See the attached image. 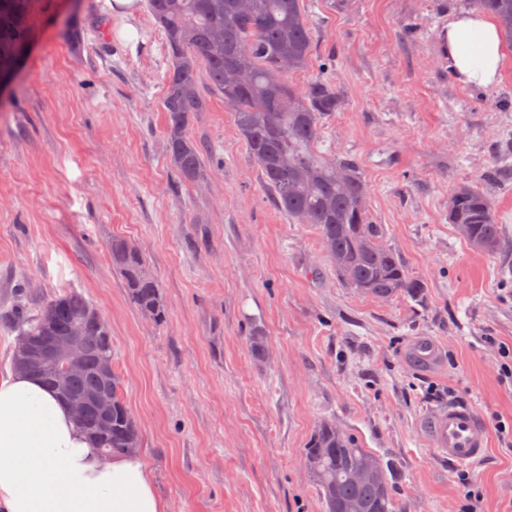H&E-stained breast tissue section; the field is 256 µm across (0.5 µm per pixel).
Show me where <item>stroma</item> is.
Instances as JSON below:
<instances>
[{
  "instance_id": "35a3bbf8",
  "label": "stroma",
  "mask_w": 512,
  "mask_h": 512,
  "mask_svg": "<svg viewBox=\"0 0 512 512\" xmlns=\"http://www.w3.org/2000/svg\"><path fill=\"white\" fill-rule=\"evenodd\" d=\"M469 0H306L311 59L293 81L341 93L322 149L355 157L369 219L425 286L422 300L340 282L313 226L279 210L219 96L191 132L210 144L200 182L166 152L165 36L145 6L121 38L107 0H34L32 47L0 96V311L18 283L38 308L81 293L112 328V367L169 512H322L303 448L322 422L393 462L400 512H458L461 472L479 512H512V180L482 182L505 241L489 254L448 222V191L512 152V64L465 86L440 33ZM78 30L80 43L68 33ZM494 108H486V101ZM141 250L166 318L141 317L112 266ZM267 344L257 360L249 338ZM435 340L442 362L406 360ZM488 424L484 462L461 468L417 423L448 402Z\"/></svg>"
}]
</instances>
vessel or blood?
Segmentation results:
<instances>
[{
    "instance_id": "1",
    "label": "vessel or blood",
    "mask_w": 512,
    "mask_h": 512,
    "mask_svg": "<svg viewBox=\"0 0 512 512\" xmlns=\"http://www.w3.org/2000/svg\"><path fill=\"white\" fill-rule=\"evenodd\" d=\"M411 364L430 369L440 361L434 342H414L407 353ZM419 431L428 439L438 456L459 465L473 466L481 462L489 446L484 418L472 406L451 402L435 407L418 421Z\"/></svg>"
}]
</instances>
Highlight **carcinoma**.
Here are the masks:
<instances>
[{"instance_id": "obj_1", "label": "carcinoma", "mask_w": 512, "mask_h": 512, "mask_svg": "<svg viewBox=\"0 0 512 512\" xmlns=\"http://www.w3.org/2000/svg\"><path fill=\"white\" fill-rule=\"evenodd\" d=\"M473 4L498 16L512 42V0ZM146 7L169 51L162 108L167 153L181 178L195 183L202 177V147L189 129L194 115L208 110L206 92L215 93L231 110L264 187L289 218L315 227L336 275L373 297L420 300L424 285L383 243L381 226L368 220L367 187L357 160L317 150L323 119L340 104L336 86L321 77L302 87L289 80L308 67L311 57L313 33L303 0H146ZM30 10L31 0H0V50L30 40ZM507 160L502 155L473 183L457 184L448 192V223L487 253L501 248L502 230L494 202L478 183L509 168ZM111 251L112 266L123 277L131 303L143 317L163 322L160 288L145 274L141 251L124 239L112 240ZM22 299L17 295L0 314V323L35 341L66 336L74 326H83L86 366L59 396L112 398L109 414L92 402L78 424L108 455L137 448L140 430L122 396V381L114 371H100L102 362L112 360V331L103 314L76 291L47 300L35 315ZM13 368L57 388L50 367L22 365L15 355ZM304 458L324 512H399L388 464L335 424L324 422L311 434ZM361 468L374 477L353 479Z\"/></svg>"}]
</instances>
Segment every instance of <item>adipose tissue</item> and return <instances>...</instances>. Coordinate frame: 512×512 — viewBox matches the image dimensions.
I'll return each instance as SVG.
<instances>
[{
    "label": "adipose tissue",
    "instance_id": "1",
    "mask_svg": "<svg viewBox=\"0 0 512 512\" xmlns=\"http://www.w3.org/2000/svg\"><path fill=\"white\" fill-rule=\"evenodd\" d=\"M442 41L462 84L501 82L506 46L480 11L449 17ZM0 512H169L134 450L103 458L68 405L39 378L0 375Z\"/></svg>",
    "mask_w": 512,
    "mask_h": 512
}]
</instances>
